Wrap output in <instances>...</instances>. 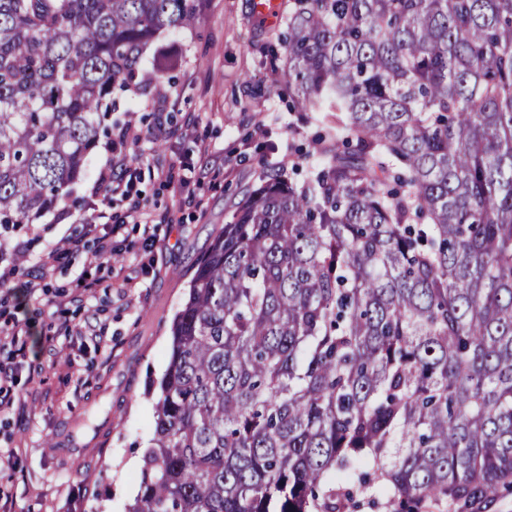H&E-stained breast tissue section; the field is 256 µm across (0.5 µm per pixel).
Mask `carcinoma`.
<instances>
[{
  "instance_id": "1",
  "label": "carcinoma",
  "mask_w": 512,
  "mask_h": 512,
  "mask_svg": "<svg viewBox=\"0 0 512 512\" xmlns=\"http://www.w3.org/2000/svg\"><path fill=\"white\" fill-rule=\"evenodd\" d=\"M206 0H0V253L63 220L112 95ZM326 128L197 262L128 512H456L512 486V0H289Z\"/></svg>"
}]
</instances>
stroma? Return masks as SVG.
I'll list each match as a JSON object with an SVG mask.
<instances>
[{"instance_id": "obj_1", "label": "stroma", "mask_w": 512, "mask_h": 512, "mask_svg": "<svg viewBox=\"0 0 512 512\" xmlns=\"http://www.w3.org/2000/svg\"><path fill=\"white\" fill-rule=\"evenodd\" d=\"M280 31L254 21L251 0H207L191 27L164 34L178 58L171 79L136 96L115 94L112 113L143 136L134 157L137 190L157 222L152 249L142 225L130 223L110 266L86 250L48 262L46 291L0 287V327L13 318L29 323L12 403L0 409V512H125L137 494L170 325L195 260L264 170L295 161L305 173L318 164L319 125L300 120L287 93L264 79L263 49ZM162 93L171 103L161 108ZM159 109L168 117L163 134L154 125ZM109 157L104 149L92 155L76 186L85 209L28 225V264L93 220L100 201L90 189ZM82 272L96 283L91 292L75 286ZM64 322L93 332L59 336Z\"/></svg>"}]
</instances>
